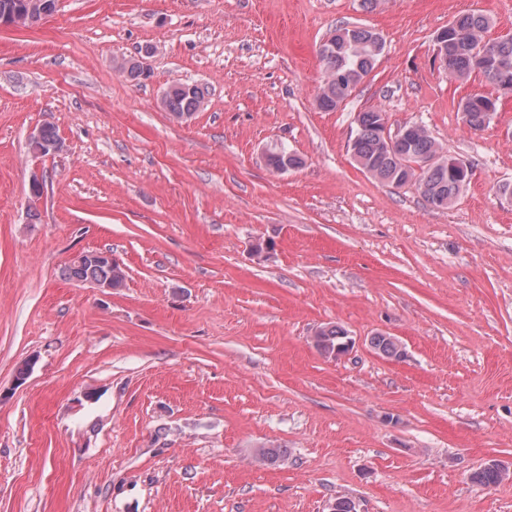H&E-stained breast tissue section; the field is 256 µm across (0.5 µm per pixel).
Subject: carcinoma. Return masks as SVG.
Here are the masks:
<instances>
[{"instance_id": "obj_1", "label": "carcinoma", "mask_w": 512, "mask_h": 512, "mask_svg": "<svg viewBox=\"0 0 512 512\" xmlns=\"http://www.w3.org/2000/svg\"><path fill=\"white\" fill-rule=\"evenodd\" d=\"M13 14L24 19V29L34 27L42 20L40 16L27 14V0H0V17ZM490 27L489 17L479 11L461 14L450 22V26L443 27L448 32V68L460 82L478 76L497 90L512 93V36L489 39ZM331 36L336 39V50L329 52L323 44L318 48L322 80L316 104L325 112L336 110L342 101L350 97L374 70L382 55L377 49L380 34L370 28L341 25ZM161 103L174 117L191 116L204 105V92L197 85L174 83L164 91ZM459 110L469 129L481 132L491 126L488 113L498 112V99L476 94L462 100ZM385 121V112L378 107L356 113L348 149L358 166L381 182L414 186L436 209L451 207L468 185L462 169L469 163L447 154L434 159L442 144L424 126L418 132H410L409 124L405 123L398 127L400 135L388 143L382 137ZM40 137L46 145L59 150L63 147L55 126L50 123L41 125ZM267 164L274 171L285 166L295 169L302 165V159L281 147L268 154ZM63 276L83 285L105 286L112 291L125 286L127 273L115 260L85 258L66 264ZM347 338V332L337 325L315 332L316 347L327 358ZM370 344L385 357L397 355L393 336L377 334L371 337ZM502 478V470L487 463L471 476L473 482L486 487L498 485Z\"/></svg>"}]
</instances>
